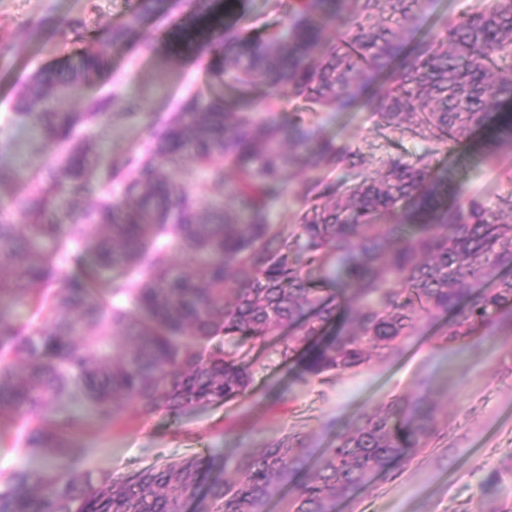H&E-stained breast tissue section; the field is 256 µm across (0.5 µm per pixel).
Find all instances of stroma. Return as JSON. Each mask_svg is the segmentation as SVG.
Returning a JSON list of instances; mask_svg holds the SVG:
<instances>
[{"mask_svg":"<svg viewBox=\"0 0 512 512\" xmlns=\"http://www.w3.org/2000/svg\"><path fill=\"white\" fill-rule=\"evenodd\" d=\"M139 4L0 0V168L8 174L0 184V205H9L23 191L49 153L41 137L13 121L19 93L38 71L64 70L84 52L104 53L110 64L86 91L87 98L113 99L109 121L94 132L102 166L143 148L146 121L167 116L186 95H222L232 110L262 112L270 106L284 121L302 115L317 136L345 141L378 158L388 153L411 158L432 150L437 174L463 182L490 206L512 194V148L501 149L493 168L473 160L485 131L461 144L431 143L408 132H390L367 109L314 113L284 91L271 98L259 86H227L192 52L182 11L163 21L144 18L123 42L108 40L107 31L123 25ZM233 15L256 32L276 29L285 20L274 0H245ZM317 174L307 168L288 176L283 196L271 206L274 224L293 227ZM446 325V317H439L388 361L320 377H303L283 365L277 344L244 342L238 355L255 368L246 395L177 418L160 414L144 422L132 417L116 428L85 413L69 465L117 477L157 462L232 457L239 449L260 448L291 433L300 434L316 455L344 426L425 385L440 405L430 447L389 475L371 476L352 499L337 504L336 512H512V328L497 329L480 345L460 350L442 341ZM492 475L499 494L490 500L484 486Z\"/></svg>","mask_w":512,"mask_h":512,"instance_id":"1","label":"stroma"}]
</instances>
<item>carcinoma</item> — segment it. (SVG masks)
<instances>
[{
  "mask_svg": "<svg viewBox=\"0 0 512 512\" xmlns=\"http://www.w3.org/2000/svg\"><path fill=\"white\" fill-rule=\"evenodd\" d=\"M433 0H300L271 34L240 20L199 21L206 68L261 85L269 96L338 114L370 109L394 132L462 143L512 102V0L441 17ZM177 0H141L112 42ZM336 37H322L323 21ZM109 68L83 53L65 73L40 72L15 116L54 150L29 188L0 209V304L35 306V319L0 316V414L17 430L0 448L44 462L0 466V512H336L374 473L428 447L437 405L428 388L392 400L340 432L317 459L300 435L112 477L67 464L91 406L116 426L129 415L179 417L246 394L253 366L233 347L274 339L304 376L397 355L448 315L443 342L465 348L512 312V195L487 208L437 179L431 151L371 160L346 143L313 142L298 118L229 112L223 99L184 98L145 127L148 148L112 168L77 137L110 117L112 99L68 110ZM512 145V116L480 146L483 164ZM311 164L295 228L271 221L291 169ZM129 170L122 195L107 186ZM195 169L189 189L175 179ZM236 173L231 183L227 171ZM93 201L76 212L72 202ZM183 254L178 264L174 256ZM334 288H320L312 271Z\"/></svg>",
  "mask_w": 512,
  "mask_h": 512,
  "instance_id": "carcinoma-1",
  "label": "carcinoma"
}]
</instances>
